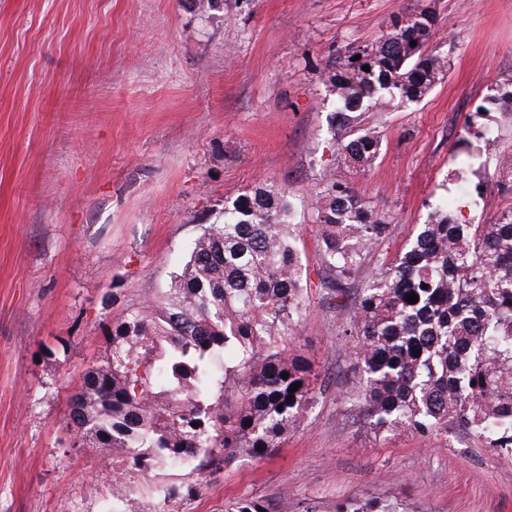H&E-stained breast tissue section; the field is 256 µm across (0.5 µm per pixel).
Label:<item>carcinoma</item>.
<instances>
[{"instance_id":"1","label":"carcinoma","mask_w":512,"mask_h":512,"mask_svg":"<svg viewBox=\"0 0 512 512\" xmlns=\"http://www.w3.org/2000/svg\"><path fill=\"white\" fill-rule=\"evenodd\" d=\"M436 19L420 8L393 19L374 40L331 54L322 81L336 95L340 126H350L353 113L376 105L386 91L419 103L441 83L447 60L428 47ZM506 86L512 88V78L476 105L464 133L472 134V118L492 112L512 126V104L502 105ZM381 144L376 132L364 130L338 151L365 168ZM496 169L512 191L511 149L496 158ZM313 208L325 284L345 297L389 224L331 173ZM292 218L285 189L255 184L224 205L222 223L201 225L161 298L113 325L112 355L84 373L69 402V423L82 445L112 458L120 475L116 498L124 497L121 477L130 472L197 459L198 467L217 472L241 456L260 459L312 405L318 375L299 340L309 274L294 246ZM413 293L415 304L407 301ZM345 336L357 379L344 397L373 430L426 436L454 423L512 453V208L491 224H458L448 202L433 207L394 259L376 262ZM219 350L231 354L222 367L213 362ZM296 382L301 387L289 392ZM116 448L126 453L115 458ZM195 491L162 487L156 512H175L173 504ZM227 512L271 508L240 499ZM336 512L408 510L394 498Z\"/></svg>"}]
</instances>
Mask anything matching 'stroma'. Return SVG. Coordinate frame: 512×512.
Listing matches in <instances>:
<instances>
[{
	"label": "stroma",
	"instance_id": "stroma-1",
	"mask_svg": "<svg viewBox=\"0 0 512 512\" xmlns=\"http://www.w3.org/2000/svg\"><path fill=\"white\" fill-rule=\"evenodd\" d=\"M433 10L430 47L448 75L417 104L389 100L332 124L319 78L330 49L367 43L397 15ZM512 75V0H0V512H153L154 485H200L177 512H224L257 498L336 512L361 498L412 512H512V454L449 425L429 436L375 433L344 399L354 377L351 299L320 288L310 207L326 172L383 212L395 255L430 206L462 224L512 207L495 174H455L464 119ZM370 129L366 170L338 143ZM286 189L310 273L302 327L316 398L279 448L216 474L193 466L127 474L75 443L68 402L112 349L127 310L158 298L204 224L258 182ZM484 202L468 204L474 188Z\"/></svg>",
	"mask_w": 512,
	"mask_h": 512
}]
</instances>
